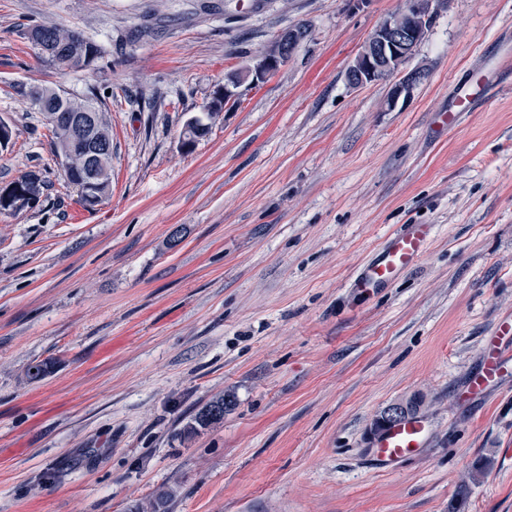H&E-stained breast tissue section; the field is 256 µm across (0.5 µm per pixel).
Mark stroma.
Here are the masks:
<instances>
[{"instance_id":"1","label":"stroma","mask_w":512,"mask_h":512,"mask_svg":"<svg viewBox=\"0 0 512 512\" xmlns=\"http://www.w3.org/2000/svg\"><path fill=\"white\" fill-rule=\"evenodd\" d=\"M404 0H0V185L53 171L0 213V512H512V378L461 392L512 317V0H445L388 108L345 72ZM81 30L92 70L45 67L34 23ZM304 42L192 149L187 119L289 29ZM484 88L456 130L438 114ZM96 94L112 194L82 210L20 90ZM405 224L425 257L353 281ZM183 242L169 249L172 228ZM48 375L26 378L29 365ZM231 395L221 423L180 432ZM423 395L427 442L381 469L368 428ZM34 171L41 172L43 174V186L41 179L34 177L32 179L30 189L28 193L25 195V199L15 201V198H13V196L11 195V191H9L6 188H11L13 190L14 195L23 194L27 190V183L25 181V177L34 173ZM48 174L49 172L47 171V169L44 168L29 170L23 173L17 179L5 185L3 187V190L2 187H0L2 190L0 193V213H16L17 211H21L23 209L28 210L29 208L36 206L37 201L39 199H42V189H44L43 198H45L47 196L46 191H48L49 187H51V182ZM174 496L173 489L162 487L149 499L137 502L129 508V512H168V503Z\"/></svg>"}]
</instances>
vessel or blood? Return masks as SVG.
<instances>
[{
	"label": "vessel or blood",
	"mask_w": 512,
	"mask_h": 512,
	"mask_svg": "<svg viewBox=\"0 0 512 512\" xmlns=\"http://www.w3.org/2000/svg\"><path fill=\"white\" fill-rule=\"evenodd\" d=\"M475 98L467 87H460L454 102L442 115L445 128H454L460 113L468 111ZM432 236L428 224H412L391 236L379 255L357 274L355 288L370 292L380 288L400 271L416 264L425 254ZM512 377V320H503L496 336L485 344L481 369L467 383L468 396L484 394L506 378ZM426 423L411 418L386 430L374 442V453L382 468L390 470L418 455L426 444Z\"/></svg>",
	"instance_id": "b4317fda"
}]
</instances>
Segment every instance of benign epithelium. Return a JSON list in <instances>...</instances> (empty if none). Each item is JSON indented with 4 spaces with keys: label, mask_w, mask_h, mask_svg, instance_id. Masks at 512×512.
<instances>
[{
    "label": "benign epithelium",
    "mask_w": 512,
    "mask_h": 512,
    "mask_svg": "<svg viewBox=\"0 0 512 512\" xmlns=\"http://www.w3.org/2000/svg\"><path fill=\"white\" fill-rule=\"evenodd\" d=\"M442 0H405L402 11L385 18L371 34L364 49L346 71L347 84L353 88L363 87L389 78L398 73L400 65L409 58L417 45L425 38ZM306 37V32L288 30L279 34L270 48L253 64L230 72L224 80V102L234 101L240 95L239 88L254 89L274 75L285 64ZM424 78L414 71L404 75L391 86L388 104L393 106L401 95H407ZM60 111L70 113L69 134L80 135L88 143L87 149L77 160L84 171L86 185L95 187L111 175V162L107 150L97 134L94 109L88 105L73 104L72 100L62 102ZM42 182L32 179L30 189L22 200H15L11 191L0 192V213H15L36 206L42 198ZM415 408L409 400H398L386 405L369 428L371 437L392 425L404 421Z\"/></svg>",
    "instance_id": "obj_1"
}]
</instances>
